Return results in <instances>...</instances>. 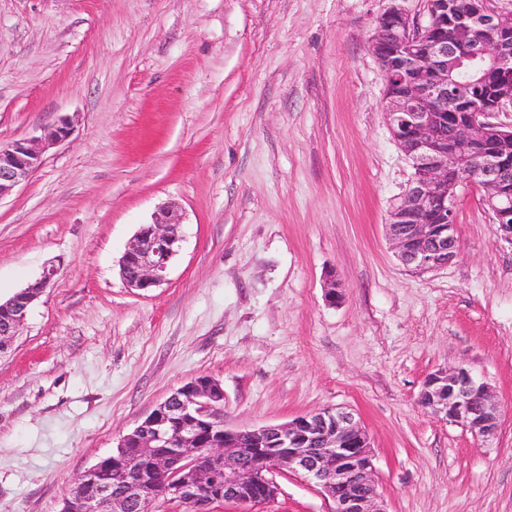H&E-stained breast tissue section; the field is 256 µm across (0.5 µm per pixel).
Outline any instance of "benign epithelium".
Masks as SVG:
<instances>
[{"instance_id":"obj_1","label":"benign epithelium","mask_w":512,"mask_h":512,"mask_svg":"<svg viewBox=\"0 0 512 512\" xmlns=\"http://www.w3.org/2000/svg\"><path fill=\"white\" fill-rule=\"evenodd\" d=\"M422 25L399 8L380 17L372 39L385 78V120L392 139L413 164V178L393 205L387 232L401 263L419 272L443 268L458 256L455 202L468 186L486 190L483 204L500 236L512 244L511 13L487 9L486 0H425ZM493 71L498 79L481 95L477 85ZM465 112L453 116L446 105ZM71 133L68 121L40 136L0 144V199L27 181L51 146ZM182 241L181 221L167 206L140 227L126 249L120 274L132 290L148 292L166 281ZM57 274L43 268L39 278L0 300V353L7 351L27 314ZM420 403L434 415L460 424L474 436L497 434L500 410L488 383L460 365L428 376ZM224 388L210 377L195 378L158 404L118 447L77 479L61 512H148L144 480L128 473L124 449L142 451L164 443L151 456L148 472L158 497L185 500L197 512L216 502L260 505L279 488L271 474L287 470L315 482L331 498L333 512H385L377 506L370 439L354 414L326 408L278 426L253 430L224 428ZM107 465L122 480L125 494L97 474Z\"/></svg>"}]
</instances>
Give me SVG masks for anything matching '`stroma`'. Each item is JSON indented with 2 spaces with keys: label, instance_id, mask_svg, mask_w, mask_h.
<instances>
[{
  "label": "stroma",
  "instance_id": "1",
  "mask_svg": "<svg viewBox=\"0 0 512 512\" xmlns=\"http://www.w3.org/2000/svg\"><path fill=\"white\" fill-rule=\"evenodd\" d=\"M394 7L427 21L424 0H0V143L72 127L0 199V297L57 269L0 354V512H60L198 376L231 430L354 409L385 512H512V244L471 186L451 264L394 256L414 169L371 49ZM164 205L181 249L140 294L119 260ZM459 365L495 393L491 440L420 404ZM275 480L273 503L211 512H332L313 482Z\"/></svg>",
  "mask_w": 512,
  "mask_h": 512
}]
</instances>
